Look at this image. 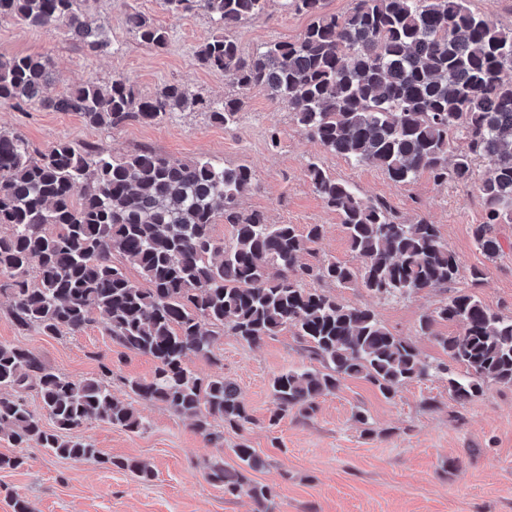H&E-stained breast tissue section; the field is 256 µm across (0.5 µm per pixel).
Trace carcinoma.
I'll list each match as a JSON object with an SVG mask.
<instances>
[{"mask_svg":"<svg viewBox=\"0 0 512 512\" xmlns=\"http://www.w3.org/2000/svg\"><path fill=\"white\" fill-rule=\"evenodd\" d=\"M85 2L0 0V20L62 30L95 54L109 53L108 28L85 21ZM265 2L159 0L173 16L204 12L216 33L200 46L199 62L243 91L270 92L328 152L376 166L397 184L422 171L436 182L450 175L465 182L474 162L485 160L490 174L477 187L485 219L473 237L488 257L501 255L496 226L512 223V29L473 12L468 0H355L341 16L327 13L324 0H283L311 23L297 41L269 42L246 58L232 32L262 15ZM128 23L141 43L167 47L168 31L150 18L135 12ZM52 85L41 58H0L1 105L39 101L99 128L157 123L185 109L205 110L227 126L243 105L239 98H199L178 84L141 98L121 76L62 94ZM306 178L339 216L357 264L306 260L324 235L322 224L300 231L242 211L239 198L253 186L246 165L170 160L151 150L116 159L66 142L38 151L0 130V294L11 300L9 318L22 331L49 336L74 335L102 318L112 342L156 361L151 379L124 380L128 394L192 419L214 443L224 440L215 418L238 430L254 424L234 384L222 375L203 378L186 363L190 355L217 361L214 349L226 336L251 346L291 329L320 364L272 379L271 426L290 413L310 418L317 399L345 378L363 379L391 399L434 369L448 374V392L461 406L489 381L512 387V316L490 310L476 293L458 290L419 324L423 335L433 334L437 321L459 326L435 336L463 367L458 374L421 360L412 341L372 310L338 300L334 288L395 298L453 284L458 259L429 221H401L386 202L362 197L317 163ZM219 220L233 229L227 241L213 236ZM129 268L145 287L130 281ZM310 281L329 290L306 287ZM110 378L108 370L70 379L24 345L0 343V435L61 459H98L94 445L74 435L89 422L146 429L132 404L112 393ZM29 390L45 415L29 409ZM233 452L238 467L213 466L209 480L270 512L269 488L247 476L265 461L244 441ZM104 463L143 483L154 478L141 460Z\"/></svg>","mask_w":512,"mask_h":512,"instance_id":"cac0c4a2","label":"carcinoma"}]
</instances>
